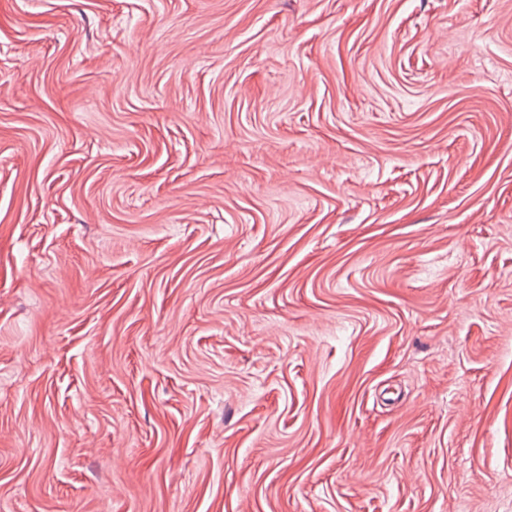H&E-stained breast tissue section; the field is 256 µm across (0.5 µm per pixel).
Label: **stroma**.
Wrapping results in <instances>:
<instances>
[{"label": "stroma", "mask_w": 512, "mask_h": 512, "mask_svg": "<svg viewBox=\"0 0 512 512\" xmlns=\"http://www.w3.org/2000/svg\"><path fill=\"white\" fill-rule=\"evenodd\" d=\"M0 512H512V0H0Z\"/></svg>", "instance_id": "stroma-1"}]
</instances>
